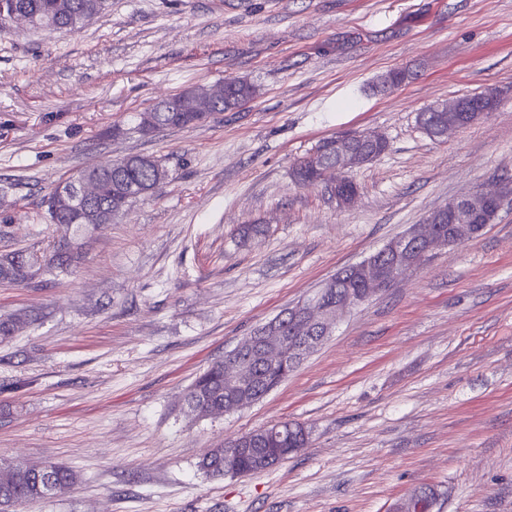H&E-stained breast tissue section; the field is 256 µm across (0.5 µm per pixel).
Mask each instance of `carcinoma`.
<instances>
[{"label": "carcinoma", "mask_w": 512, "mask_h": 512, "mask_svg": "<svg viewBox=\"0 0 512 512\" xmlns=\"http://www.w3.org/2000/svg\"><path fill=\"white\" fill-rule=\"evenodd\" d=\"M106 0H0V21L16 11H24L36 22L47 21L59 29L75 30L84 22L100 13ZM212 90L210 86H198L191 94L176 96L170 108H153L157 128L186 127L194 124L198 115L197 99ZM255 87L239 81L232 92L212 99V111L228 112L238 107L242 99L251 100ZM361 134L345 135L349 145L356 149H367L369 153L381 155L387 148L383 141L375 146L360 140ZM87 196L92 200L93 218L63 202V193L69 185L56 186L45 203L53 223L66 224L76 231L86 224H110L124 211V207L155 191L167 178L166 170L155 160L141 155H132L112 162H104L80 171ZM42 256L32 252L17 251L0 256V279L11 284H22L26 279L20 275L23 265H36ZM28 322L22 313L0 315V340H7L20 331ZM259 373L257 392L266 394L277 388L286 377L282 376L278 364L263 360L256 367ZM224 363L217 362L208 368L189 388L185 403L190 413L198 418L220 414L224 407ZM250 448L256 452L274 453L280 448L303 447L296 443L293 433L274 426L260 428L243 435ZM199 469L212 477L224 472V448H214L199 462ZM76 482L75 473L68 467L56 463H24L0 459V512H17L24 506H33L47 498V486L55 493L69 491Z\"/></svg>", "instance_id": "carcinoma-1"}]
</instances>
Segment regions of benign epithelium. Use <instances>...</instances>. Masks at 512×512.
I'll return each mask as SVG.
<instances>
[{
	"label": "benign epithelium",
	"mask_w": 512,
	"mask_h": 512,
	"mask_svg": "<svg viewBox=\"0 0 512 512\" xmlns=\"http://www.w3.org/2000/svg\"><path fill=\"white\" fill-rule=\"evenodd\" d=\"M497 94L491 91L485 103L470 108L463 99H455L446 104L435 105L432 110L448 113V124L438 131V137L445 138L456 128L478 121L496 108ZM371 160V155L355 151L342 139H336V158L327 165L312 153L308 161L319 166L320 181L330 187L342 184V179L354 169ZM512 199L501 186L482 187L462 196L443 208L431 212L424 223L411 228L400 238L389 242L383 252L389 254L390 262L381 263L370 257L359 265L368 295L351 288L332 303L327 304L321 297L310 298L288 308L267 323L266 329L259 332V338H247L225 356L226 378L232 380L234 393L224 402L223 412L245 406L251 399L248 391L252 378V366L242 359V353L252 350L256 355L267 358L268 344L275 342L281 348L278 358L289 359L291 366H298L307 353L317 347L328 335L335 320L372 297L402 281L407 273L418 266L423 258L432 252L441 251L478 235L477 224L482 218L496 216L505 203ZM245 444L233 440L231 450L224 452V473L240 475L238 460Z\"/></svg>",
	"instance_id": "obj_1"
}]
</instances>
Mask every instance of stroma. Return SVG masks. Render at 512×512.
<instances>
[{
	"label": "stroma",
	"instance_id": "35a3bbf8",
	"mask_svg": "<svg viewBox=\"0 0 512 512\" xmlns=\"http://www.w3.org/2000/svg\"><path fill=\"white\" fill-rule=\"evenodd\" d=\"M415 76L382 94L379 76ZM227 78L254 98L145 136L160 100ZM496 90L487 117L435 140L416 117ZM384 136L355 203L294 178L326 138ZM141 155L168 177L72 261L0 284V459L73 469L21 512H512V205L339 319L256 403L195 418L184 396L283 309L476 187L512 182V0H109L76 32L0 30V254L49 251L44 196ZM308 440L249 477L198 468L273 423Z\"/></svg>",
	"mask_w": 512,
	"mask_h": 512
}]
</instances>
